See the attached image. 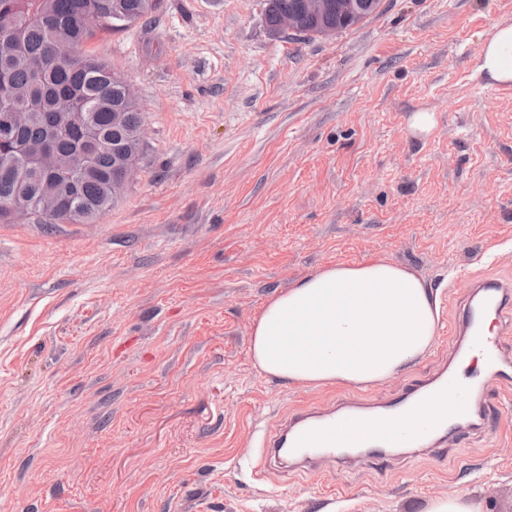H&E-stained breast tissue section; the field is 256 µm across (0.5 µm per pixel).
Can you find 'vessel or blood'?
Here are the masks:
<instances>
[{
    "label": "vessel or blood",
    "instance_id": "b4317fda",
    "mask_svg": "<svg viewBox=\"0 0 512 512\" xmlns=\"http://www.w3.org/2000/svg\"><path fill=\"white\" fill-rule=\"evenodd\" d=\"M473 285L482 293L483 302L478 306L469 303L463 307L453 324L451 350L434 376L409 384L400 398L378 406L361 399H344L330 408L296 411L275 429H256L255 445L258 453L251 463L254 474L273 468L283 448L299 449L297 462L305 469L311 466L308 449L312 445H319L329 454L343 456V449L336 446V433L342 417L348 415L359 416L374 411L385 421V433L370 442L374 448L428 447L432 439L431 431L399 433L402 414L423 409L437 411L440 399L447 391H454L456 395L455 415H468L478 389L474 384H465L459 380L462 352L479 354L490 364L503 362L506 359L504 337L512 331V309L504 305L502 300L508 292L506 285L486 279L474 280ZM488 310L494 313L498 323L497 331L490 334L482 328L484 313Z\"/></svg>",
    "mask_w": 512,
    "mask_h": 512
}]
</instances>
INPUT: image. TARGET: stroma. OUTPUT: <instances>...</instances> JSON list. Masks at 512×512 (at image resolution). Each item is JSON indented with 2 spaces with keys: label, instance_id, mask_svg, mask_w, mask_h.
Wrapping results in <instances>:
<instances>
[{
  "label": "stroma",
  "instance_id": "obj_1",
  "mask_svg": "<svg viewBox=\"0 0 512 512\" xmlns=\"http://www.w3.org/2000/svg\"><path fill=\"white\" fill-rule=\"evenodd\" d=\"M512 0H382L323 39L262 0H161L88 41L145 116L138 174L91 224L0 223V512H512V414L433 449L256 478L254 427L431 376L471 278L512 284V86L476 73ZM435 125L414 135L413 113ZM379 258L439 303L431 350L373 386L253 365L268 298ZM428 512H483L481 505L463 495L448 496L436 499L429 507Z\"/></svg>",
  "mask_w": 512,
  "mask_h": 512
}]
</instances>
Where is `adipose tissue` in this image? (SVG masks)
<instances>
[{
  "mask_svg": "<svg viewBox=\"0 0 512 512\" xmlns=\"http://www.w3.org/2000/svg\"><path fill=\"white\" fill-rule=\"evenodd\" d=\"M490 84L512 85V21L495 24L477 52ZM439 307L405 267L381 259L322 268L269 297L253 321L261 373L308 385H372L424 355Z\"/></svg>",
  "mask_w": 512,
  "mask_h": 512,
  "instance_id": "obj_1",
  "label": "adipose tissue"
}]
</instances>
